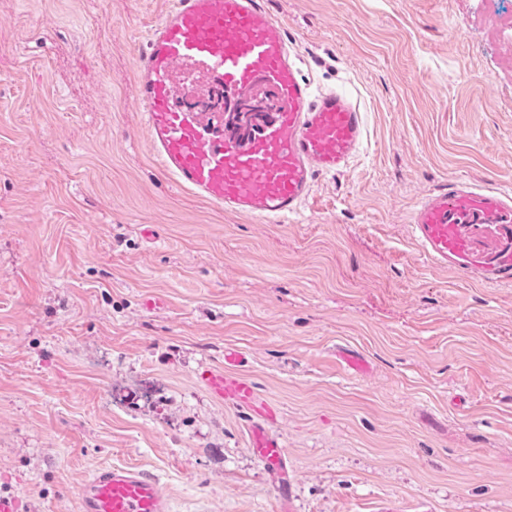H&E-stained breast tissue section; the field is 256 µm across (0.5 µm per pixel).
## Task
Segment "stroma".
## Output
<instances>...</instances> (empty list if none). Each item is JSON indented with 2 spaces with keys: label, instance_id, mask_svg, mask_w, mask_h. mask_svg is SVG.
<instances>
[{
  "label": "stroma",
  "instance_id": "stroma-1",
  "mask_svg": "<svg viewBox=\"0 0 512 512\" xmlns=\"http://www.w3.org/2000/svg\"><path fill=\"white\" fill-rule=\"evenodd\" d=\"M169 2L0 0V491L78 512L121 464L174 512H279L251 411L197 378L229 346L294 512H512V283L431 266L411 228L445 180L512 191V0H265L365 117L285 223L155 161L135 63ZM250 447L253 454L272 470L279 480L282 501L280 510L293 512V484L286 469V448L283 447L279 436L265 422H254L250 429Z\"/></svg>",
  "mask_w": 512,
  "mask_h": 512
}]
</instances>
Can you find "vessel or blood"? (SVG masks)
I'll use <instances>...</instances> for the list:
<instances>
[{
    "label": "vessel or blood",
    "instance_id": "b4317fda",
    "mask_svg": "<svg viewBox=\"0 0 512 512\" xmlns=\"http://www.w3.org/2000/svg\"><path fill=\"white\" fill-rule=\"evenodd\" d=\"M302 60L277 30L263 0H172L147 32L136 68L139 104L160 167L195 197L225 211L267 221L297 214L315 178L342 172L364 132L357 102L333 89L313 92ZM203 84L211 100L195 106L184 84ZM274 93L273 111L244 134H225L233 97L255 85ZM413 240L435 266L486 284L512 281V193L454 181L415 208ZM240 350H224V368L201 380L220 400L263 414L265 405L237 372ZM253 454L272 470L283 512L292 480L279 436L260 419ZM79 512H171L157 479L135 466L97 467L78 489Z\"/></svg>",
    "mask_w": 512,
    "mask_h": 512
}]
</instances>
